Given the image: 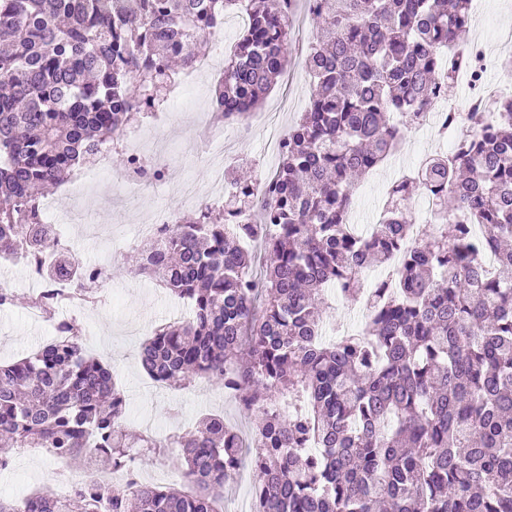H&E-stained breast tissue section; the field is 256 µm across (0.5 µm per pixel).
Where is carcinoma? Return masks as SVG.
I'll use <instances>...</instances> for the list:
<instances>
[{
    "mask_svg": "<svg viewBox=\"0 0 512 512\" xmlns=\"http://www.w3.org/2000/svg\"><path fill=\"white\" fill-rule=\"evenodd\" d=\"M294 0H0V258L23 254L47 283L95 275L42 223L34 188L55 185L159 106L153 82L228 14L247 26L224 62L214 108L258 111L288 65ZM320 28L304 66L308 109L288 129L264 187L224 176V206L177 218L137 269L192 316L140 350L161 385L230 380L256 415L252 446L220 415L165 437L128 436L126 401L80 328L0 363V470L23 450L123 471L176 462L184 482L108 491L85 481L63 500L0 498V512H224V484L256 476V512H512V97L473 109L450 153L399 177L380 223L349 222L359 180L397 150L434 91L477 54L458 35L471 0H308ZM495 114L478 131L483 112ZM436 222L406 217L414 193ZM259 209L262 222L252 221ZM496 259L485 262V250ZM362 332L334 336L327 293L357 300Z\"/></svg>",
    "mask_w": 512,
    "mask_h": 512,
    "instance_id": "cac0c4a2",
    "label": "carcinoma"
}]
</instances>
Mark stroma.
I'll return each instance as SVG.
<instances>
[{
	"instance_id": "stroma-1",
	"label": "stroma",
	"mask_w": 512,
	"mask_h": 512,
	"mask_svg": "<svg viewBox=\"0 0 512 512\" xmlns=\"http://www.w3.org/2000/svg\"><path fill=\"white\" fill-rule=\"evenodd\" d=\"M499 2L484 0L488 34H479L477 25L473 24L465 35L470 42L478 38L484 40L485 71L490 78L497 72L499 59L508 52L507 47L494 43L492 32L499 28L512 29V9L500 8ZM292 34L288 69L266 97L260 110V122L254 123L248 131L229 123L224 126L225 171L247 172L259 183L279 164L275 133H287L289 125L309 103L311 86L303 59L307 45L316 36V25L304 0L297 4ZM217 80L214 74L197 78L193 103L180 109L175 122L159 128L171 149L166 160L170 179L186 174L201 187L209 185L207 164L196 147L207 142L213 133L206 111ZM437 149L431 134L423 131L408 134L388 161L359 182L351 211L352 221L362 226L370 224L384 203L390 183L417 165L420 153L430 154ZM123 181L124 176L116 167L111 177L95 183L82 200H75L60 190L52 194L61 212L76 208L95 211L107 203L112 206V222L107 227L57 225V232L81 262L96 263L102 248H112L117 241L122 244L120 250H115L111 261L112 277L103 286L97 306L87 311L82 319L86 330L85 348L93 353L109 351L113 380L128 403L130 418L126 427L129 432L164 436L188 429L203 413L217 412L223 414L228 425L243 434H251L253 415L243 412L220 387L204 380L189 387L158 386L143 372L138 361L140 344L155 327L188 315L190 306L147 276L133 272L136 249L126 244L125 239L131 225L145 220L157 205L166 204L181 214L186 208L170 197L162 201L152 196L126 195ZM14 280V292L21 301L11 309L0 310L1 363L27 355L47 339L45 323L31 321L26 315L27 299L32 290L25 271H16ZM56 466L55 460L40 451L20 454L10 471L0 474V496L12 498L49 488L46 474Z\"/></svg>"
}]
</instances>
